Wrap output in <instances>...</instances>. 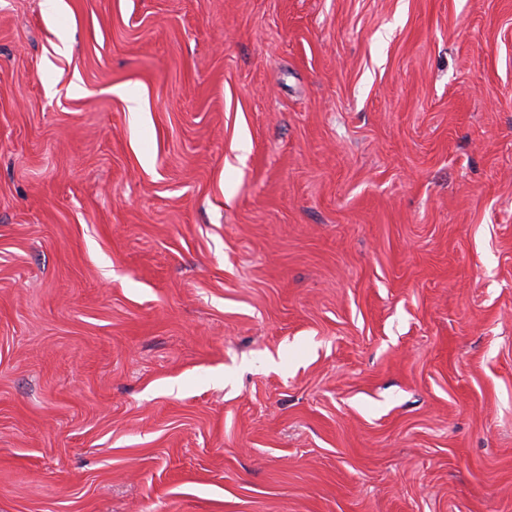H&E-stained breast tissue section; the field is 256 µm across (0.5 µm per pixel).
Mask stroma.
Masks as SVG:
<instances>
[{
    "instance_id": "obj_1",
    "label": "stroma",
    "mask_w": 512,
    "mask_h": 512,
    "mask_svg": "<svg viewBox=\"0 0 512 512\" xmlns=\"http://www.w3.org/2000/svg\"><path fill=\"white\" fill-rule=\"evenodd\" d=\"M0 512H512V0H0Z\"/></svg>"
}]
</instances>
